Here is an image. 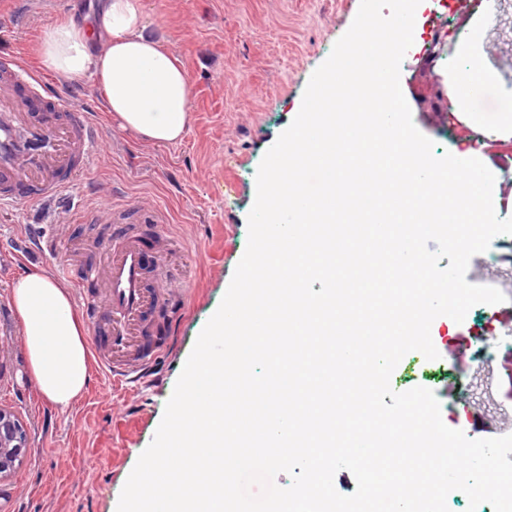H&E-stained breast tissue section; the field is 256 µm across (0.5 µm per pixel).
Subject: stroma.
<instances>
[{
	"label": "stroma",
	"instance_id": "stroma-1",
	"mask_svg": "<svg viewBox=\"0 0 512 512\" xmlns=\"http://www.w3.org/2000/svg\"><path fill=\"white\" fill-rule=\"evenodd\" d=\"M97 2L0 0V51L30 57L44 26L73 4L88 14ZM144 6L148 26L163 28L193 87L184 136L147 143L100 112L103 148L67 201L0 209V342L7 344L0 355V407L23 421L31 448L12 479L0 485V512H116L122 488L153 440L194 343L245 252L259 165L298 114L310 77L351 26L360 0H144ZM475 10L471 2L451 10L440 0H421L413 44L401 63V89L413 122L433 141L438 157L469 149L471 133L413 94L415 85L436 77L451 82L447 60H437L430 73L419 66L433 37L450 49L458 33L468 31L471 52L460 56L459 65L496 61L470 110L512 113V0H503L499 27L489 32L475 28ZM142 202L166 213L175 237L162 254L152 225L133 223L147 264L159 280L177 273L187 292L174 295L164 314L150 319L147 337L158 348L150 382L117 390L95 368L84 394L59 410L40 395L28 372L11 289L32 267L54 268L63 251L84 289L102 291V280L86 281L82 274L101 262V243L111 242L120 225L66 224L62 215L75 205ZM466 279L492 287L512 281V236H496L487 255L472 257ZM430 334L439 359L406 354L391 375L392 389H431L443 422L468 438L512 432V349L498 346L502 336L512 335V300L476 305L460 323L437 317ZM489 354L495 360L488 392L469 394L459 379L471 376Z\"/></svg>",
	"mask_w": 512,
	"mask_h": 512
}]
</instances>
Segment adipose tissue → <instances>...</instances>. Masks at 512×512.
Returning <instances> with one entry per match:
<instances>
[{
  "label": "adipose tissue",
  "mask_w": 512,
  "mask_h": 512,
  "mask_svg": "<svg viewBox=\"0 0 512 512\" xmlns=\"http://www.w3.org/2000/svg\"><path fill=\"white\" fill-rule=\"evenodd\" d=\"M43 70L77 81L92 78L104 111L144 141L170 143L189 121L193 88L162 29L145 23L143 0H104L91 19L68 15L45 27L35 47ZM29 372L44 398L65 410L90 377L87 338L68 286L37 267L13 286Z\"/></svg>",
  "instance_id": "1"
}]
</instances>
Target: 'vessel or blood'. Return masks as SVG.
Here are the masks:
<instances>
[{
  "label": "vessel or blood",
  "mask_w": 512,
  "mask_h": 512,
  "mask_svg": "<svg viewBox=\"0 0 512 512\" xmlns=\"http://www.w3.org/2000/svg\"><path fill=\"white\" fill-rule=\"evenodd\" d=\"M94 100L75 104L28 70L12 53H0V204L27 207L60 200L93 164L103 141ZM122 207L101 205L78 210L84 224H109ZM89 278H103L102 293L78 292V306L92 336L108 339L96 361L114 387L141 381L153 366L142 342L149 315L166 303L168 291L149 283L138 236L125 233L105 251Z\"/></svg>",
  "instance_id": "vessel-or-blood-1"
}]
</instances>
